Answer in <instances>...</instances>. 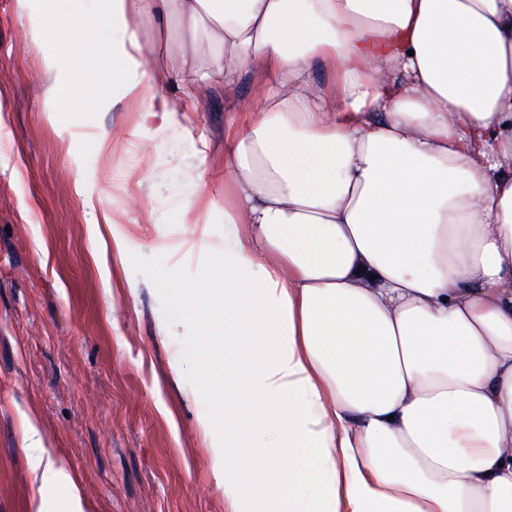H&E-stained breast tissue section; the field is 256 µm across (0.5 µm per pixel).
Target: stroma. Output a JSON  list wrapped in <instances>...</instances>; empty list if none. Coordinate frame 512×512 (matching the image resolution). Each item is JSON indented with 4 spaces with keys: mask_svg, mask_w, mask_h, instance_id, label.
<instances>
[{
    "mask_svg": "<svg viewBox=\"0 0 512 512\" xmlns=\"http://www.w3.org/2000/svg\"><path fill=\"white\" fill-rule=\"evenodd\" d=\"M121 37L101 27L81 56L38 47L16 0H0V512H35L41 496L66 509L63 487L31 469L26 417L86 512H226L211 457L223 436L201 427L214 409L199 394L198 328L169 282L203 284L224 263L227 129L257 80L208 88L186 129L161 133L112 80ZM47 56L66 77L54 98ZM200 193L208 209L187 212Z\"/></svg>",
    "mask_w": 512,
    "mask_h": 512,
    "instance_id": "stroma-1",
    "label": "stroma"
}]
</instances>
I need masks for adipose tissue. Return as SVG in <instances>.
Segmentation results:
<instances>
[{
    "label": "adipose tissue",
    "instance_id": "adipose-tissue-1",
    "mask_svg": "<svg viewBox=\"0 0 512 512\" xmlns=\"http://www.w3.org/2000/svg\"><path fill=\"white\" fill-rule=\"evenodd\" d=\"M104 25L141 121L271 81L231 133L224 277L173 290L210 340L228 512H512V0H101L33 33L82 50Z\"/></svg>",
    "mask_w": 512,
    "mask_h": 512
}]
</instances>
